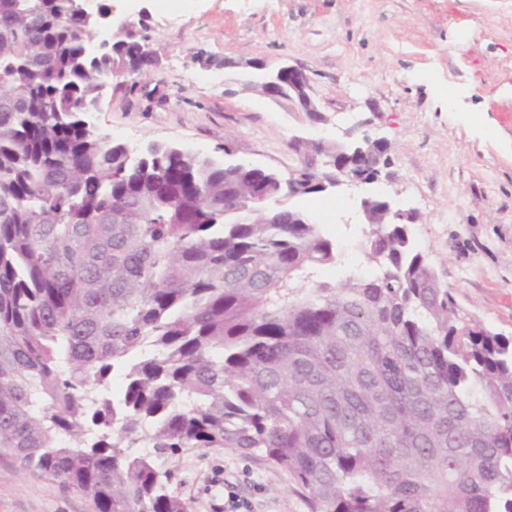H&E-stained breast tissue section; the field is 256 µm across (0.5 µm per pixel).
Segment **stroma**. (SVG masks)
Wrapping results in <instances>:
<instances>
[{
    "mask_svg": "<svg viewBox=\"0 0 512 512\" xmlns=\"http://www.w3.org/2000/svg\"><path fill=\"white\" fill-rule=\"evenodd\" d=\"M153 53L112 79L93 121L135 153L176 144L282 174L360 121L392 148L386 190L415 209V242L459 307L512 336V0H112ZM286 61L322 111L237 83V64ZM356 190L286 196L368 275ZM171 466L189 512H308L286 472L233 448H190ZM0 512H93L80 493L0 456Z\"/></svg>",
    "mask_w": 512,
    "mask_h": 512,
    "instance_id": "1",
    "label": "stroma"
}]
</instances>
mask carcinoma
Segmentation results:
<instances>
[{
	"mask_svg": "<svg viewBox=\"0 0 512 512\" xmlns=\"http://www.w3.org/2000/svg\"><path fill=\"white\" fill-rule=\"evenodd\" d=\"M93 33L78 0H0V453L94 512H188L186 448L268 461L308 512H512V336L462 312L417 216L370 202L375 272L318 281L336 245L267 203L321 189L91 129L150 64Z\"/></svg>",
	"mask_w": 512,
	"mask_h": 512,
	"instance_id": "1",
	"label": "carcinoma"
}]
</instances>
